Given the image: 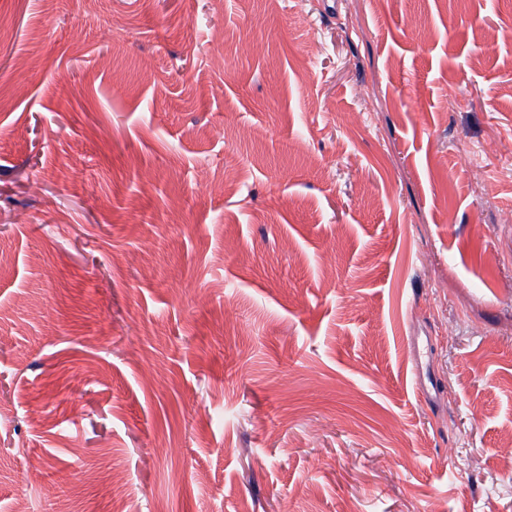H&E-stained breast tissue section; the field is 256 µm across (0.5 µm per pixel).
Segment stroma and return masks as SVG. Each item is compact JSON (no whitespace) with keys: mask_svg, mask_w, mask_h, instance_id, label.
<instances>
[{"mask_svg":"<svg viewBox=\"0 0 512 512\" xmlns=\"http://www.w3.org/2000/svg\"><path fill=\"white\" fill-rule=\"evenodd\" d=\"M511 435L512 0H0V512H512Z\"/></svg>","mask_w":512,"mask_h":512,"instance_id":"1","label":"stroma"}]
</instances>
